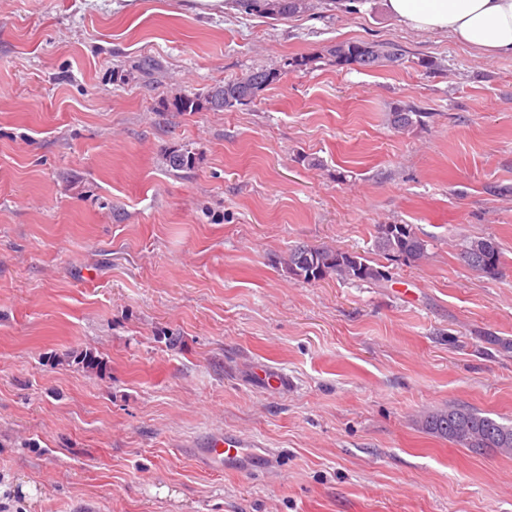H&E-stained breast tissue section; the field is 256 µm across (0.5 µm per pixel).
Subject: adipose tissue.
I'll return each mask as SVG.
<instances>
[{"label": "adipose tissue", "mask_w": 512, "mask_h": 512, "mask_svg": "<svg viewBox=\"0 0 512 512\" xmlns=\"http://www.w3.org/2000/svg\"><path fill=\"white\" fill-rule=\"evenodd\" d=\"M416 33L439 34L486 58L512 57V0H387Z\"/></svg>", "instance_id": "adipose-tissue-1"}]
</instances>
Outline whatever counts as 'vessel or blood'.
<instances>
[{
	"label": "vessel or blood",
	"mask_w": 512,
	"mask_h": 512,
	"mask_svg": "<svg viewBox=\"0 0 512 512\" xmlns=\"http://www.w3.org/2000/svg\"><path fill=\"white\" fill-rule=\"evenodd\" d=\"M189 454L209 470L243 475L268 472L277 464L275 451L262 440L237 432L212 434Z\"/></svg>",
	"instance_id": "b4317fda"
}]
</instances>
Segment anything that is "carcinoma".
I'll return each instance as SVG.
<instances>
[{"instance_id": "cac0c4a2", "label": "carcinoma", "mask_w": 512, "mask_h": 512, "mask_svg": "<svg viewBox=\"0 0 512 512\" xmlns=\"http://www.w3.org/2000/svg\"><path fill=\"white\" fill-rule=\"evenodd\" d=\"M280 10L272 15L265 9V0H236L245 16L270 18L285 17L314 8V0H278ZM330 55L340 65H356L365 69L394 67L403 59V50L393 42H345L330 48ZM282 72L254 69L242 77L217 84L202 97H182L173 100L177 112H199L203 109L226 111L243 104L246 91L261 92L281 78ZM422 122V112L413 107H396L390 112V124L397 130H409ZM169 167L180 170L193 163L187 151H171L166 155ZM375 247L384 254L410 264L421 262L427 254V241L410 224H382L379 226ZM459 260L472 270L491 279L500 273L502 255L492 237L471 239L458 253ZM288 272L306 282L316 283L331 274L344 280L381 284L388 273L370 263L368 257L357 251L333 247L296 245L288 250L285 259ZM423 427L449 441L470 449H512V425H506L484 416L468 406H450L426 415Z\"/></svg>"}]
</instances>
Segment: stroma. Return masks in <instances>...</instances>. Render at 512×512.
Wrapping results in <instances>:
<instances>
[{"mask_svg": "<svg viewBox=\"0 0 512 512\" xmlns=\"http://www.w3.org/2000/svg\"><path fill=\"white\" fill-rule=\"evenodd\" d=\"M234 4L0 0V501L512 512V454L419 424L459 404L512 425V59L412 32L385 0L280 20ZM361 40L405 58L328 54ZM257 68L283 76L252 103L170 106ZM397 106L422 124L393 129ZM177 149L193 168L166 164ZM382 224L412 225L427 259L378 252ZM487 236L495 279L457 258ZM299 244L390 279L296 280ZM215 431L261 439L279 469H203L184 447ZM330 55L340 65H356L365 69L398 66L403 50L393 42H345L330 48Z\"/></svg>", "mask_w": 512, "mask_h": 512, "instance_id": "35a3bbf8", "label": "stroma"}]
</instances>
